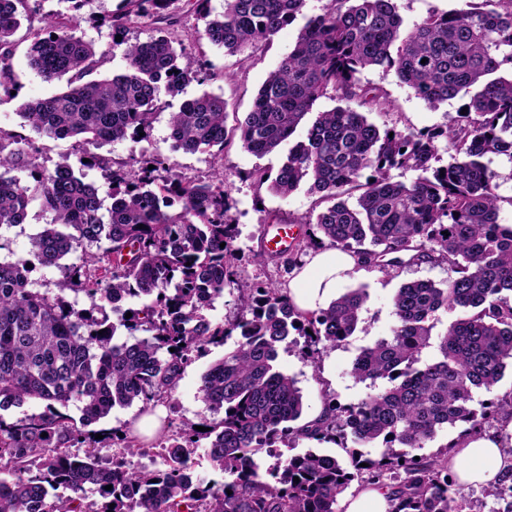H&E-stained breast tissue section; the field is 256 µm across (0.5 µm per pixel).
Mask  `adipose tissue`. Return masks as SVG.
I'll list each match as a JSON object with an SVG mask.
<instances>
[{
    "label": "adipose tissue",
    "mask_w": 512,
    "mask_h": 512,
    "mask_svg": "<svg viewBox=\"0 0 512 512\" xmlns=\"http://www.w3.org/2000/svg\"><path fill=\"white\" fill-rule=\"evenodd\" d=\"M363 270L362 260L352 253L317 249L309 264L293 278L289 294L304 313L326 308L337 288ZM448 465L462 485H490L502 477L512 462L503 456L496 438H466L449 457Z\"/></svg>",
    "instance_id": "1"
}]
</instances>
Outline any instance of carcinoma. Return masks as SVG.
<instances>
[{
    "mask_svg": "<svg viewBox=\"0 0 512 512\" xmlns=\"http://www.w3.org/2000/svg\"><path fill=\"white\" fill-rule=\"evenodd\" d=\"M27 2L0 0V88L6 91L15 84L13 36L29 20ZM123 2L104 18L112 36H121L113 43L124 46L126 61L110 76L90 78L105 54L68 24L45 17L43 26L28 27L29 68L49 81L65 77L67 85L24 102L22 127L41 138L139 144L148 140L160 93L175 97L200 80L193 39L175 34L177 18L168 12L174 0ZM209 2L196 0L204 21L198 37L229 55L270 41L298 19L303 24L232 130L219 95L205 92L170 113L175 150L222 151L236 135L244 151L263 156L293 136L321 97L381 107L380 93L360 79L372 66L394 71L429 105L470 95L468 110L437 131L380 127L351 107L319 112L276 173L248 174L258 190L286 198L305 183L326 203L298 220L306 229L288 252H257L255 261L276 257L291 271L300 267V254L328 245L358 255L367 267L429 263L445 267L448 277L403 283L393 298L391 334L355 358L352 376L379 381L380 389L348 405L326 394L319 418L297 426L303 395L275 367L279 347L296 343L288 340L295 331L319 365L325 350L354 333L366 289H350L327 308L302 314L272 283L239 288L238 227L221 175L202 181L174 174L166 156L146 147L116 168L90 154L112 199L105 209L101 187L66 163L41 169L24 137L0 133V229L24 223L34 201L53 214L32 238L29 257L0 261V410L28 401L44 406L9 423L0 416V512H336L355 470L389 490L393 512H464L447 456L430 459L417 450L448 428L474 432L512 419V395L474 408L476 392L491 391L512 362V226L499 223V175L484 162L492 154L512 164V75H500L512 72V0H464L411 28L395 0H330L314 15L305 12L307 0H224L214 15ZM145 17L157 24L156 34L127 41L130 25ZM441 137L451 162L437 167ZM393 169L416 176L395 181ZM23 170L32 181L16 175ZM353 189L361 193L351 203ZM92 245L98 252L85 254L81 266L62 264ZM37 266L62 271L55 295L33 287ZM226 290L237 291L233 312L215 323L206 311ZM70 291L103 302L100 316L70 305ZM118 298L146 303L131 309ZM440 310L460 316L435 336ZM120 327L128 331L124 339ZM234 332L235 346L200 378L203 402L224 411L219 427L200 433L187 422L175 438L160 435L167 442L160 469L135 471L123 455L101 459L85 427L117 406L170 403L192 354ZM427 348L434 354L424 360ZM71 402L80 404L78 424L58 410ZM202 434L212 437L209 457L224 473L220 486L203 484L189 465ZM302 438L356 448L379 443L383 451L378 459L352 451L350 469L330 454L278 451ZM84 443L83 455L71 452ZM263 449L275 458L267 468L257 458ZM87 485L104 499L96 509L77 497ZM61 488L73 495L58 494ZM489 495L506 503L501 512H512V477Z\"/></svg>",
    "mask_w": 512,
    "mask_h": 512,
    "instance_id": "1",
    "label": "carcinoma"
}]
</instances>
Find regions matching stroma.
<instances>
[{
	"mask_svg": "<svg viewBox=\"0 0 512 512\" xmlns=\"http://www.w3.org/2000/svg\"><path fill=\"white\" fill-rule=\"evenodd\" d=\"M121 0H93L85 7L83 18L75 30L76 35L94 42L108 56L105 72L119 71L124 62L121 56L112 55V32L102 25L104 16L110 15L120 6ZM298 33L297 25L282 29L271 42L252 49L244 64H236L233 57L224 54L207 41H200L195 52L206 76L205 82H190L183 96L161 95L156 114L149 130V148L166 153L173 172L211 178L213 173L224 175V189L232 203V213L238 224L239 236L236 245L242 251L256 250L269 219L290 221L294 218L317 213L320 209L317 195L306 188H299L289 197L282 198L268 190H256L248 177L249 172L263 168L277 172L288 148H280L268 155L259 157L241 149L238 141L231 143L217 155L189 154L171 149L169 115L178 111L183 98H190L204 92L223 96L229 114L244 115L252 109L257 91L267 76L292 47ZM27 31L19 29L15 36L13 68L17 82L16 94L0 92V130L16 133L20 130L21 119L18 107L22 101L51 96L66 87L65 80H44L31 71L26 62ZM363 84L379 88L385 97L382 110L371 113V120L377 124H397L398 128L432 129L444 126L449 115L466 103V95L430 106L416 98L412 91L399 81L394 71L383 67H371L361 74ZM38 161L48 170L54 169L61 161H69L76 175L85 182L102 184L99 168L84 164V150L75 140L41 139ZM51 213L42 210L39 202H32L25 223L0 229V261H15L27 257L32 237L40 232L45 224L51 223ZM446 269L428 264L410 265L391 272L376 267L365 268L358 276L347 281V288L363 287L369 293L360 322L355 333L341 346L324 353L320 365H312L299 347L279 349L275 365L279 371L293 376L303 394V420L312 419L322 403L323 392L335 394L339 403L357 402L364 397L369 387L356 381L350 374L353 359L360 351L376 339L389 334L395 324L392 300L399 286L412 279H430L436 282L446 279ZM224 347L212 344L206 350L193 354L191 363L185 368L174 393V401L166 407V417L174 422L191 421L212 423L219 421L220 413L211 411L202 402L198 387L201 374L214 361L222 358ZM139 405L114 408L111 415L100 423L91 424L90 432L106 428L99 445L103 458H111L115 448L121 447L122 437L131 433L134 422L140 417Z\"/></svg>",
	"mask_w": 512,
	"mask_h": 512,
	"instance_id": "35a3bbf8",
	"label": "stroma"
}]
</instances>
